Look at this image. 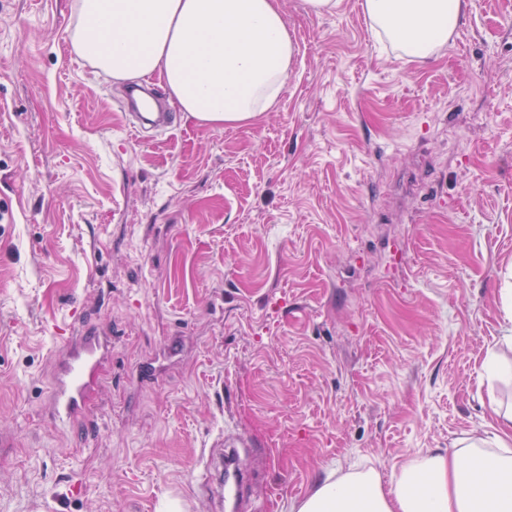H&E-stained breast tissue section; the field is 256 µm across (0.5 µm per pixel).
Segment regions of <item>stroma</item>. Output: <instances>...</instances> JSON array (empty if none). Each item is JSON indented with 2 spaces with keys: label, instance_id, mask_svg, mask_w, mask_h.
I'll use <instances>...</instances> for the list:
<instances>
[{
  "label": "stroma",
  "instance_id": "1",
  "mask_svg": "<svg viewBox=\"0 0 512 512\" xmlns=\"http://www.w3.org/2000/svg\"><path fill=\"white\" fill-rule=\"evenodd\" d=\"M363 0H279L297 53L246 123L136 140L78 0H0V512H291L320 479L488 431L512 363V0L433 56ZM112 338L48 415L58 331ZM245 438L217 503L219 438Z\"/></svg>",
  "mask_w": 512,
  "mask_h": 512
}]
</instances>
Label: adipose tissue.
Returning <instances> with one entry per match:
<instances>
[{"mask_svg": "<svg viewBox=\"0 0 512 512\" xmlns=\"http://www.w3.org/2000/svg\"><path fill=\"white\" fill-rule=\"evenodd\" d=\"M466 0H364L401 51L427 57L461 24ZM75 51L113 78L153 74L182 112L210 126L268 111L290 71L295 44L278 0H79ZM491 437L402 464L327 477L294 512H512V405L491 400Z\"/></svg>", "mask_w": 512, "mask_h": 512, "instance_id": "adipose-tissue-1", "label": "adipose tissue"}]
</instances>
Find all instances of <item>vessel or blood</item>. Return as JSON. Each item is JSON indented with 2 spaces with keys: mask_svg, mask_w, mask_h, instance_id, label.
<instances>
[{
  "mask_svg": "<svg viewBox=\"0 0 512 512\" xmlns=\"http://www.w3.org/2000/svg\"><path fill=\"white\" fill-rule=\"evenodd\" d=\"M152 90L135 87L127 91L125 106L137 113V132L176 126L175 113L144 112L143 99L152 97ZM112 355V340L94 328L64 339L63 349L55 359L54 382L49 398V412L55 423L67 426L85 416L96 393L103 368Z\"/></svg>",
  "mask_w": 512,
  "mask_h": 512,
  "instance_id": "obj_1",
  "label": "vessel or blood"
}]
</instances>
